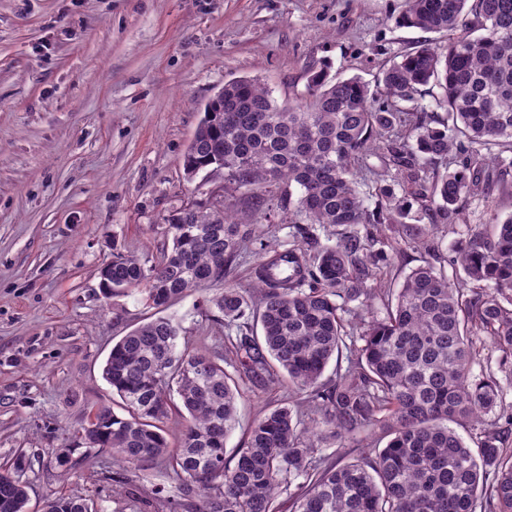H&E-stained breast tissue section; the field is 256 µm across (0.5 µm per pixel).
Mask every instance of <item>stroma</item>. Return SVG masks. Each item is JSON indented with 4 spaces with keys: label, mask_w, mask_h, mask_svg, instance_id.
<instances>
[{
    "label": "stroma",
    "mask_w": 512,
    "mask_h": 512,
    "mask_svg": "<svg viewBox=\"0 0 512 512\" xmlns=\"http://www.w3.org/2000/svg\"><path fill=\"white\" fill-rule=\"evenodd\" d=\"M404 0H0V465L25 455L29 512L61 494L95 512H143L114 494L119 467L83 447L115 341L152 309L104 297L113 249L156 257L169 214L208 204L221 175L187 181L206 101L258 78L277 104L311 71L375 83L393 56L441 34L397 27ZM191 291L167 309L189 347L224 350V320ZM287 389L244 388L234 455ZM72 465H59L63 449Z\"/></svg>",
    "instance_id": "obj_1"
}]
</instances>
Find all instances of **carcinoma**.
<instances>
[{"mask_svg":"<svg viewBox=\"0 0 512 512\" xmlns=\"http://www.w3.org/2000/svg\"><path fill=\"white\" fill-rule=\"evenodd\" d=\"M400 27L446 36L398 53L374 93L359 76L313 72L303 99L279 106L260 81L239 77L206 103L183 158L192 179L219 173L207 206L188 203L166 219L161 257L112 249L100 270L107 297L132 290L163 311L187 292L205 299L227 329L229 357L179 347L165 316L111 348L103 378L118 410L95 409L81 439L127 473L170 468L180 499L156 485L145 505L168 512H512V406L492 371L473 372L475 336L512 359V213L493 196L512 166V0H406ZM436 88L445 118L431 125L423 89ZM383 173L369 180L367 157ZM239 193L247 209L231 207ZM486 207L444 264L427 262L396 282L388 251L443 252L470 197ZM292 224L300 239L271 244L257 215ZM329 231L321 242L309 227ZM259 245L252 287L227 278ZM397 286L390 287V284ZM347 367L322 382L331 360ZM304 394L259 417L231 458L243 384ZM494 414L505 426L483 427ZM183 420L171 446L168 422ZM461 428L479 431L477 448ZM325 430L340 441L315 442ZM388 437L359 454L363 434ZM356 454L352 462L346 455ZM24 458L0 469V512H27ZM50 512H93L86 500L49 499Z\"/></svg>","mask_w":512,"mask_h":512,"instance_id":"cac0c4a2","label":"carcinoma"}]
</instances>
